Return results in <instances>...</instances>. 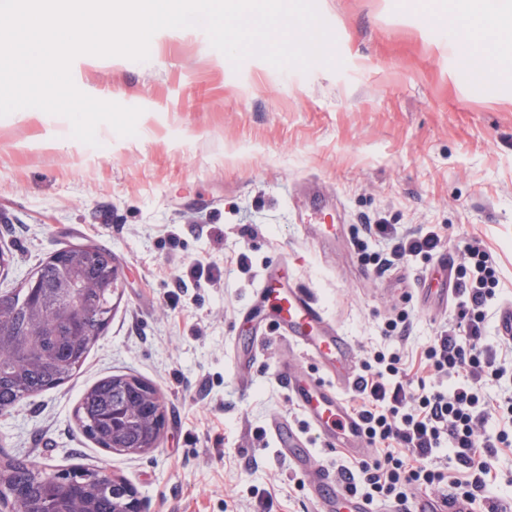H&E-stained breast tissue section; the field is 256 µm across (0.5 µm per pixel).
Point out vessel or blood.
Segmentation results:
<instances>
[{"label":"vessel or blood","instance_id":"1","mask_svg":"<svg viewBox=\"0 0 512 512\" xmlns=\"http://www.w3.org/2000/svg\"><path fill=\"white\" fill-rule=\"evenodd\" d=\"M257 295L274 317L284 340L323 369L322 376L307 379L292 365H281L278 380L287 389L292 405L307 416L324 446L347 449L357 458L367 457L370 442L363 423L345 406L342 397L343 390L354 386L357 379L351 344L326 322L321 307L302 289L281 288L276 275L267 277ZM271 434L290 466L309 472L310 494L318 512H337L342 505L348 512H374L371 503L349 499L336 480L311 470L305 438L288 422L274 420Z\"/></svg>","mask_w":512,"mask_h":512}]
</instances>
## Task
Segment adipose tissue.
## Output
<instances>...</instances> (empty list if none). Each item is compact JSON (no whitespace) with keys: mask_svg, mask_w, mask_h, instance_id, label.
<instances>
[{"mask_svg":"<svg viewBox=\"0 0 512 512\" xmlns=\"http://www.w3.org/2000/svg\"><path fill=\"white\" fill-rule=\"evenodd\" d=\"M459 6L469 14L485 44L483 52L471 55L468 60L469 72L480 76L490 62L512 46V0H459Z\"/></svg>","mask_w":512,"mask_h":512,"instance_id":"adipose-tissue-1","label":"adipose tissue"}]
</instances>
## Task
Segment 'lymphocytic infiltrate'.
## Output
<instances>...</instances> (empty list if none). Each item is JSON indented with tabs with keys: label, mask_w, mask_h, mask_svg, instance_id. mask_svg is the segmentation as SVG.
I'll list each match as a JSON object with an SVG mask.
<instances>
[{
	"label": "lymphocytic infiltrate",
	"mask_w": 512,
	"mask_h": 512,
	"mask_svg": "<svg viewBox=\"0 0 512 512\" xmlns=\"http://www.w3.org/2000/svg\"><path fill=\"white\" fill-rule=\"evenodd\" d=\"M367 238L387 242L388 250L374 254L378 269L407 257L426 255L441 239L434 232L398 234L391 224H367ZM469 265L459 286L465 297L460 321L441 331L426 351L430 368L439 376L460 375V382L425 391L414 389L401 367L398 354L375 353L357 375L356 414L371 442L386 445L384 454L362 462L360 471L368 486L365 501L377 499L404 505L409 486H432L444 479L435 463L439 450L469 471L459 486L462 501L474 503L487 491L486 477L499 446L512 441L506 430L489 429L490 413L512 422V392L488 401L479 390L486 374L503 376L495 352L482 348L483 309L495 294L496 271L480 244L468 247Z\"/></svg>",
	"instance_id": "1"
}]
</instances>
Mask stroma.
Wrapping results in <instances>:
<instances>
[{"mask_svg": "<svg viewBox=\"0 0 512 512\" xmlns=\"http://www.w3.org/2000/svg\"><path fill=\"white\" fill-rule=\"evenodd\" d=\"M446 0H317L340 69L240 68L204 30L150 43V57L75 59L78 88L142 108L133 137L108 125L99 147L65 138L64 119L35 109L0 118V291L58 249H109L123 273L112 319L69 382L0 413V448L39 468L82 465L130 484L141 512H316L305 475L283 459L272 419L305 436L313 465L357 471L322 447L277 379L290 362L273 325L245 313L270 272L308 291L350 341L357 361L400 351L412 380L434 336L457 324L460 295L440 303L442 256L466 265L468 243L491 252L498 285L483 346L512 370L497 334L512 302V83L464 74L449 49ZM333 225L323 233V225ZM366 224L436 231L439 248L380 272ZM213 271L193 279L195 262ZM186 276L177 287V276ZM405 319V338L388 335ZM114 374L156 387L166 424L156 448L124 454L80 431L84 390Z\"/></svg>", "mask_w": 512, "mask_h": 512, "instance_id": "stroma-1", "label": "stroma"}]
</instances>
